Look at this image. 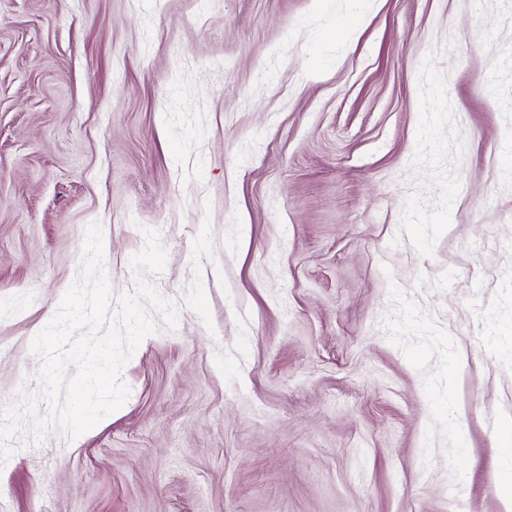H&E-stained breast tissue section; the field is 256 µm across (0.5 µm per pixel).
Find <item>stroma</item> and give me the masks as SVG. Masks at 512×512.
<instances>
[{"label":"stroma","mask_w":512,"mask_h":512,"mask_svg":"<svg viewBox=\"0 0 512 512\" xmlns=\"http://www.w3.org/2000/svg\"><path fill=\"white\" fill-rule=\"evenodd\" d=\"M99 223L176 329L0 512H507L512 0H0V398Z\"/></svg>","instance_id":"1"}]
</instances>
